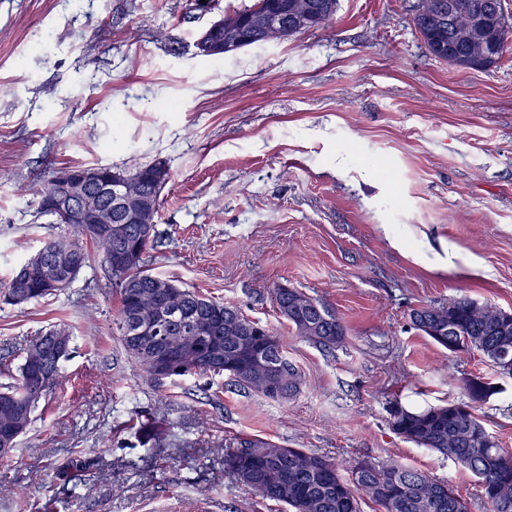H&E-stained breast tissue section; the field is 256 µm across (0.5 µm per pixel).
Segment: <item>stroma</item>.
<instances>
[{
  "label": "stroma",
  "instance_id": "obj_1",
  "mask_svg": "<svg viewBox=\"0 0 512 512\" xmlns=\"http://www.w3.org/2000/svg\"><path fill=\"white\" fill-rule=\"evenodd\" d=\"M251 2L0 0V281L57 231L31 203L46 172L160 160L170 179L150 267L273 329L302 376L285 403L225 374L154 387L112 334L119 298L95 257L58 295L0 300L13 364L36 336H72L67 383L0 458V512H286L225 471L235 435L344 470L399 461L489 512L475 478L389 418L392 403L442 405L492 373L409 314L459 297L512 310V46L497 67H453L427 52L413 0H339L328 28L199 55L202 31ZM445 251L453 270L430 269ZM279 287L332 308L345 341L296 336ZM496 383L476 413L512 452V378ZM144 413L172 428L166 454L126 430ZM85 457L98 477L62 487L55 466Z\"/></svg>",
  "mask_w": 512,
  "mask_h": 512
}]
</instances>
